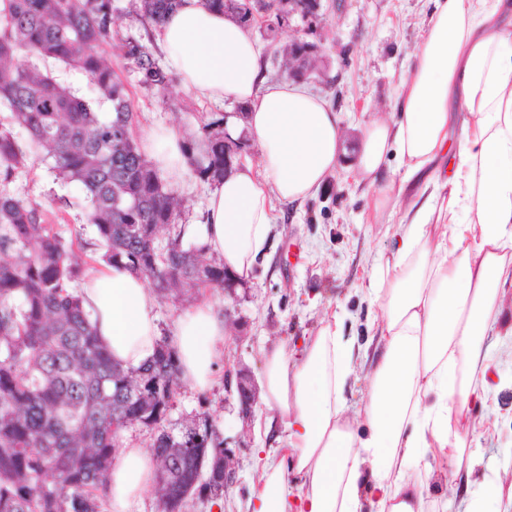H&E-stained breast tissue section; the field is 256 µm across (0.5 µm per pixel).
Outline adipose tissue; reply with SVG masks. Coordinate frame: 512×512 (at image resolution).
<instances>
[{
  "label": "adipose tissue",
  "mask_w": 512,
  "mask_h": 512,
  "mask_svg": "<svg viewBox=\"0 0 512 512\" xmlns=\"http://www.w3.org/2000/svg\"><path fill=\"white\" fill-rule=\"evenodd\" d=\"M436 2L398 90L396 119L365 124L352 163L357 181L376 190L375 212L400 218L389 258L375 262L362 290L380 316L360 346L332 312L298 361L283 347L266 350L265 405L279 419L290 462L263 466L252 512H446L447 497L430 484L436 464L466 479L480 464L482 424L472 410L490 396L486 342L512 335L504 314L512 287V0ZM158 39L185 89L248 108L227 125L249 133L259 166L215 182L203 223L186 228L248 283L277 222L273 199L315 194L338 165V116L300 84L266 82L249 29L202 0H181ZM143 147L162 181L185 175L175 129L152 130ZM392 154L401 162L397 179L382 175ZM80 292L116 362L136 367L154 354L160 329L143 277L103 263ZM173 334L184 382L210 390L223 308L201 300ZM360 365L365 391L354 405L345 389ZM154 479L151 456L125 443L106 488L112 512H129ZM461 505L512 512V481L486 471Z\"/></svg>",
  "instance_id": "ef3b65f1"
}]
</instances>
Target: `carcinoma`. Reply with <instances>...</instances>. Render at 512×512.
<instances>
[{"instance_id":"obj_1","label":"carcinoma","mask_w":512,"mask_h":512,"mask_svg":"<svg viewBox=\"0 0 512 512\" xmlns=\"http://www.w3.org/2000/svg\"><path fill=\"white\" fill-rule=\"evenodd\" d=\"M140 2L143 20L158 26L180 0ZM115 11L114 0H0V107L9 112L0 124V184L42 151L57 179L84 192L103 261L160 290L222 289L223 261L207 263L204 247L184 242L181 202L134 139L129 90L99 52L114 41ZM116 48L145 88L166 95L172 78L146 46L126 40ZM21 51L27 60L16 64ZM51 61L89 77L99 99L59 80ZM185 153L201 181L224 178V118L204 124ZM81 281L72 246L45 223L41 205L1 190L0 512H100L115 428L126 419L157 431L154 492L164 512H181L209 477L210 497H223L213 465L224 439L209 448L206 436L168 421L182 387L177 352L158 350L141 374H127L82 307Z\"/></svg>"}]
</instances>
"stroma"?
<instances>
[{
  "mask_svg": "<svg viewBox=\"0 0 512 512\" xmlns=\"http://www.w3.org/2000/svg\"><path fill=\"white\" fill-rule=\"evenodd\" d=\"M136 0H115V31L119 38L145 45L156 63L165 56L156 28L145 26L135 12ZM435 9V0H344L342 11L323 7L312 23L292 18L279 35L281 43L303 37L316 42L325 59V73L305 83L308 92L325 98L337 112L343 129L341 161L323 187L301 202L275 201L278 221L273 226L269 255L260 260L236 315L246 322L243 335L226 340L225 355L263 377L262 351L285 344L291 358H299L306 339L315 335L326 311H338L345 336L365 341L368 325L378 311L363 300L359 289L374 258L388 255L392 231L372 220L374 190L358 183L351 171L364 123L391 119L396 88L412 63L411 54ZM114 72L126 83L133 101V135L143 140L157 125L175 127L181 135L199 134L204 123L234 111L184 91L172 82L166 97L143 88L138 74L113 46L101 48ZM11 192L42 204L48 223L72 243L84 266L99 261L102 248L85 217L83 192L62 185L42 158H34L10 184ZM184 201L179 223L201 222L209 185L194 174L175 185ZM223 303L216 288L186 289L180 301L158 298L156 313L162 335H170L177 319L200 298ZM505 338L488 341L489 381L494 397L476 416L487 427L480 437L481 466L512 468V357ZM215 386L207 392L182 387L173 421L209 412L238 461L234 484L220 499H194L185 512H250L258 474L274 445L267 427L272 414L257 405L250 424H243L235 400L227 399L216 370Z\"/></svg>",
  "mask_w": 512,
  "mask_h": 512,
  "instance_id": "stroma-1",
  "label": "stroma"
}]
</instances>
